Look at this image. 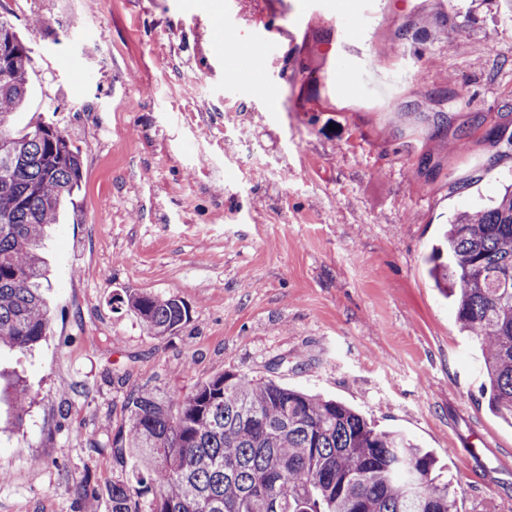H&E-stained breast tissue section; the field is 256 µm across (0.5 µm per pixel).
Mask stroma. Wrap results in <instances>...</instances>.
Returning a JSON list of instances; mask_svg holds the SVG:
<instances>
[{
    "label": "stroma",
    "instance_id": "obj_1",
    "mask_svg": "<svg viewBox=\"0 0 512 512\" xmlns=\"http://www.w3.org/2000/svg\"><path fill=\"white\" fill-rule=\"evenodd\" d=\"M361 2L321 0L307 25V0H0L32 57L14 125L46 117L83 158L45 242L50 328L0 351V512H110L128 395L228 371L404 432L457 512H512V426L479 404L481 352L427 264L512 182V19L376 0L344 38ZM262 22L296 45L228 87ZM128 288L179 296L189 322L148 335L112 301Z\"/></svg>",
    "mask_w": 512,
    "mask_h": 512
}]
</instances>
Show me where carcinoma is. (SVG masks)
Masks as SVG:
<instances>
[{
  "instance_id": "carcinoma-1",
  "label": "carcinoma",
  "mask_w": 512,
  "mask_h": 512,
  "mask_svg": "<svg viewBox=\"0 0 512 512\" xmlns=\"http://www.w3.org/2000/svg\"><path fill=\"white\" fill-rule=\"evenodd\" d=\"M0 67V348L46 335V266L39 250L63 203L79 189L80 149L54 124L15 131L28 98L30 49L6 21ZM434 284L451 299L461 331L482 352L485 406L512 425V186L493 204L463 211L429 256ZM112 302L154 336L178 333L190 307L176 295L127 292ZM129 426L113 439L131 473L108 486L111 512H457L434 455L395 430H378L332 398L233 372L186 394L153 390L127 402Z\"/></svg>"
}]
</instances>
